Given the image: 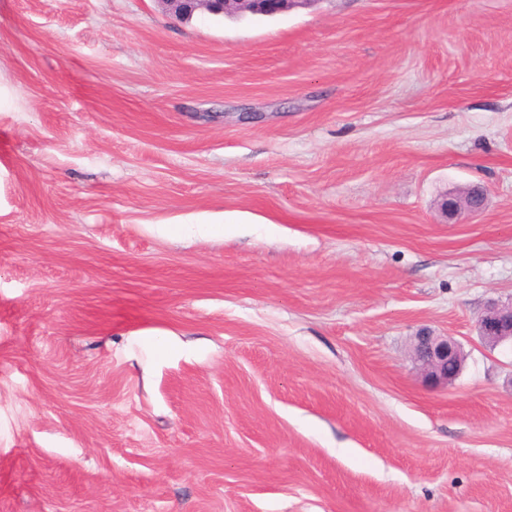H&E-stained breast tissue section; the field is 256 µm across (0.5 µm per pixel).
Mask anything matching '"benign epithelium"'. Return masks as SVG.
<instances>
[{
    "instance_id": "benign-epithelium-1",
    "label": "benign epithelium",
    "mask_w": 512,
    "mask_h": 512,
    "mask_svg": "<svg viewBox=\"0 0 512 512\" xmlns=\"http://www.w3.org/2000/svg\"><path fill=\"white\" fill-rule=\"evenodd\" d=\"M163 9L179 20H188L197 12L215 17L272 16L293 8L308 7L315 0H158ZM485 193L479 187L452 194L443 199L441 208L449 213L484 209ZM479 336L490 347L512 342V303L491 304L477 321ZM412 358L424 377L435 385L453 382L462 370L465 354L452 337L421 329L414 336Z\"/></svg>"
}]
</instances>
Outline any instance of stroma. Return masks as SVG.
Returning <instances> with one entry per match:
<instances>
[{
  "instance_id": "obj_1",
  "label": "stroma",
  "mask_w": 512,
  "mask_h": 512,
  "mask_svg": "<svg viewBox=\"0 0 512 512\" xmlns=\"http://www.w3.org/2000/svg\"><path fill=\"white\" fill-rule=\"evenodd\" d=\"M511 301L512 0H0V512H512ZM163 9L179 20H188L196 12L215 17L272 16L293 8L308 7L315 0H158ZM485 206V193L479 187L469 188V192L446 195L441 203V208L448 214L467 211L469 213H479ZM479 336L490 347L512 343V303L491 304L477 321ZM412 358L427 380L435 385H448L460 374L465 354L452 337L421 329L414 336Z\"/></svg>"
}]
</instances>
